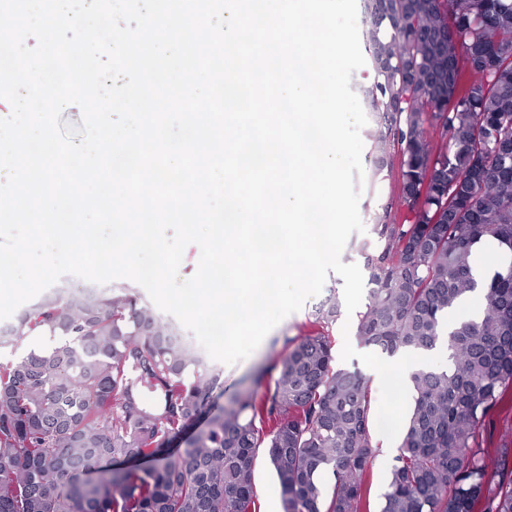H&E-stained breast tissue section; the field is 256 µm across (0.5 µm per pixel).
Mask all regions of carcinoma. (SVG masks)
I'll use <instances>...</instances> for the list:
<instances>
[{
  "mask_svg": "<svg viewBox=\"0 0 512 512\" xmlns=\"http://www.w3.org/2000/svg\"><path fill=\"white\" fill-rule=\"evenodd\" d=\"M370 40L375 147L397 148L403 213L373 225L385 246L366 257L374 288L356 335L390 356L442 341L449 358L408 375L377 512H512V455L500 453L492 492L477 442L512 395V0H374ZM484 237L511 260L484 287L482 318L446 332L443 316L479 287L471 257ZM335 322L336 306L316 312L264 392L241 394L165 457L216 370L132 294L44 297L13 341L52 346L0 362V512H260V458L282 512H371L374 402L359 371L336 366ZM135 455L157 462L103 468Z\"/></svg>",
  "mask_w": 512,
  "mask_h": 512,
  "instance_id": "carcinoma-1",
  "label": "carcinoma"
}]
</instances>
